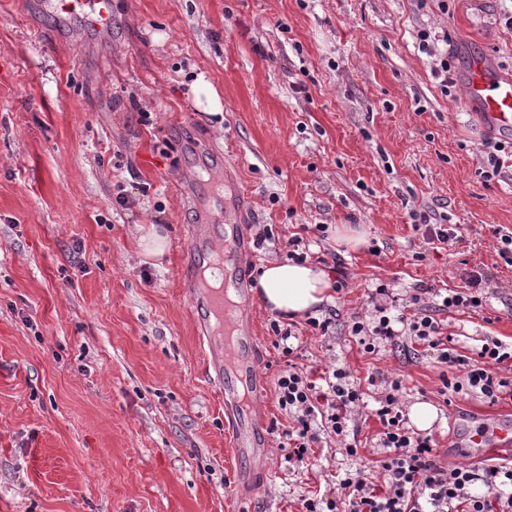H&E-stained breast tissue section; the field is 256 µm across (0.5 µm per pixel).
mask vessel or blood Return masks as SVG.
Returning a JSON list of instances; mask_svg holds the SVG:
<instances>
[{
  "instance_id": "obj_1",
  "label": "vessel or blood",
  "mask_w": 512,
  "mask_h": 512,
  "mask_svg": "<svg viewBox=\"0 0 512 512\" xmlns=\"http://www.w3.org/2000/svg\"><path fill=\"white\" fill-rule=\"evenodd\" d=\"M41 7L60 21L78 20L103 35L112 28V0H42ZM465 99L479 105L496 128L512 131V74L501 72L490 58L472 60L465 83ZM220 213L224 223L225 274L237 293L240 307L246 309L252 304L246 261L249 249L237 197L225 200ZM213 252V238L205 225L189 227L188 245L181 256L178 276L193 310L197 337L205 348L208 378L224 395V412L232 423L234 453L258 464L267 451V427L252 409L242 407L240 399L241 391L257 390L260 381L257 337L251 320L242 316L232 334V351H225L223 345L216 342L214 320L224 306V298L196 284L198 268ZM469 443L489 450L511 448L512 420H499L472 432Z\"/></svg>"
}]
</instances>
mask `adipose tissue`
<instances>
[{
    "mask_svg": "<svg viewBox=\"0 0 512 512\" xmlns=\"http://www.w3.org/2000/svg\"><path fill=\"white\" fill-rule=\"evenodd\" d=\"M333 286L321 265L272 261L263 266L252 290L268 310L295 317L330 301Z\"/></svg>",
    "mask_w": 512,
    "mask_h": 512,
    "instance_id": "adipose-tissue-1",
    "label": "adipose tissue"
}]
</instances>
